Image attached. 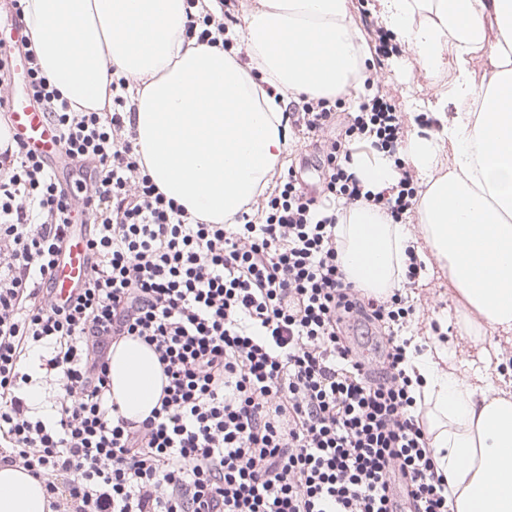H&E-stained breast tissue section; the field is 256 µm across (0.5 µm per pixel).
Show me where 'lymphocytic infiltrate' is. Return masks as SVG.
<instances>
[{"instance_id": "1", "label": "lymphocytic infiltrate", "mask_w": 512, "mask_h": 512, "mask_svg": "<svg viewBox=\"0 0 512 512\" xmlns=\"http://www.w3.org/2000/svg\"><path fill=\"white\" fill-rule=\"evenodd\" d=\"M186 35L230 47L225 0H187ZM31 93L81 177L82 197L19 140L0 150V463L45 480L53 512H451L397 329L413 313L402 287L372 296L348 281L337 204L401 222L419 198L410 170L365 191L352 146L396 156L407 116L385 94L364 102L337 140L335 107L304 100L297 131L323 145L326 174L306 192L280 175L230 224L200 222L146 173L128 123L125 78L112 108L75 112L37 63ZM89 271L54 302L48 283L74 225ZM375 331L364 357L345 333ZM151 347L167 379L141 423L118 413L113 344ZM57 378L53 419L34 416L24 363Z\"/></svg>"}]
</instances>
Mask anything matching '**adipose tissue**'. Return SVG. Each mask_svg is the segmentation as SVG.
Returning <instances> with one entry per match:
<instances>
[{
    "label": "adipose tissue",
    "mask_w": 512,
    "mask_h": 512,
    "mask_svg": "<svg viewBox=\"0 0 512 512\" xmlns=\"http://www.w3.org/2000/svg\"><path fill=\"white\" fill-rule=\"evenodd\" d=\"M378 5L424 76H452L431 107L436 129L416 130L404 147L423 185L415 225L372 206L348 208L336 227L342 269L369 294L387 295L406 248L423 236L468 313L472 341L486 328L512 330V0ZM185 8L184 0L24 4L39 66L72 111H102L113 76H125L135 85L134 144L152 181L191 216L229 224L265 191L288 149L291 98L361 86L371 52L350 0H252L242 56L187 39ZM353 169L375 192L399 178L381 152L354 155ZM453 356L438 343L413 360L450 507L512 512V389L470 382ZM109 379L120 415L137 422L165 383L154 351L133 339L113 345ZM0 512H52L43 480L0 465Z\"/></svg>",
    "instance_id": "1"
}]
</instances>
